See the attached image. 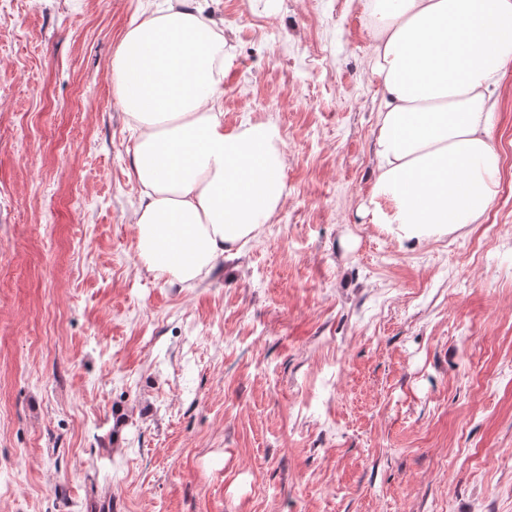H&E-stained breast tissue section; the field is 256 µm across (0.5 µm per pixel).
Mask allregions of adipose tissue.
<instances>
[{
  "label": "adipose tissue",
  "instance_id": "1",
  "mask_svg": "<svg viewBox=\"0 0 512 512\" xmlns=\"http://www.w3.org/2000/svg\"><path fill=\"white\" fill-rule=\"evenodd\" d=\"M376 114L372 223L420 244L479 224L499 191L497 91L512 63V0H363ZM137 132L133 214L147 271L192 287L288 196L276 123L225 130L224 39L193 0L133 20L112 62Z\"/></svg>",
  "mask_w": 512,
  "mask_h": 512
}]
</instances>
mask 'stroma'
I'll return each mask as SVG.
<instances>
[{"label": "stroma", "instance_id": "stroma-1", "mask_svg": "<svg viewBox=\"0 0 512 512\" xmlns=\"http://www.w3.org/2000/svg\"><path fill=\"white\" fill-rule=\"evenodd\" d=\"M160 0H0V512H512V65L483 223L369 221L359 0H197L224 128L288 197L195 287L147 272L112 83Z\"/></svg>", "mask_w": 512, "mask_h": 512}]
</instances>
